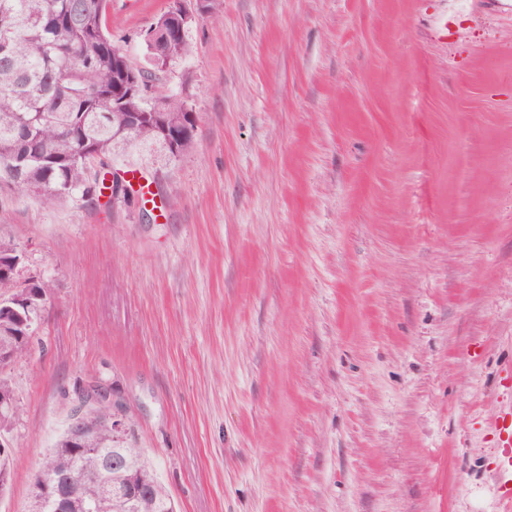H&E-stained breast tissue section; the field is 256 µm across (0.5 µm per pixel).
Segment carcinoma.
<instances>
[{
    "label": "carcinoma",
    "instance_id": "carcinoma-1",
    "mask_svg": "<svg viewBox=\"0 0 512 512\" xmlns=\"http://www.w3.org/2000/svg\"><path fill=\"white\" fill-rule=\"evenodd\" d=\"M108 0H0V20L9 21L0 32V171L46 205L81 196L94 200L105 188L100 169L112 168L119 149L159 145L177 156L193 143L185 137L173 149L145 122L129 129L115 119L112 109L148 112L143 89L150 87L148 72L136 70L137 88L125 85L128 58L112 41L106 25ZM158 36H144L147 57L155 70L190 50L188 29L168 38V23L157 19ZM170 123L178 125L191 111L173 94L154 91ZM74 421L87 429L84 453L71 446V430L64 431L39 462L35 475L65 473L76 460L89 471L105 472L103 463L126 457L131 495L146 497L151 512H176L175 503L156 470L132 443L123 448L113 440L108 411L87 406Z\"/></svg>",
    "mask_w": 512,
    "mask_h": 512
}]
</instances>
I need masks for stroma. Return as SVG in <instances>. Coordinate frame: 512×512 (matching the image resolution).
Returning a JSON list of instances; mask_svg holds the SVG:
<instances>
[{"label": "stroma", "instance_id": "35a3bbf8", "mask_svg": "<svg viewBox=\"0 0 512 512\" xmlns=\"http://www.w3.org/2000/svg\"><path fill=\"white\" fill-rule=\"evenodd\" d=\"M171 0H110L146 64ZM159 89L147 200L47 206L0 174L17 281L52 294L14 390L32 475L97 380L178 512H512V0H214ZM500 415L491 424L498 436L502 468L496 473V489L500 501L512 505V416Z\"/></svg>", "mask_w": 512, "mask_h": 512}]
</instances>
